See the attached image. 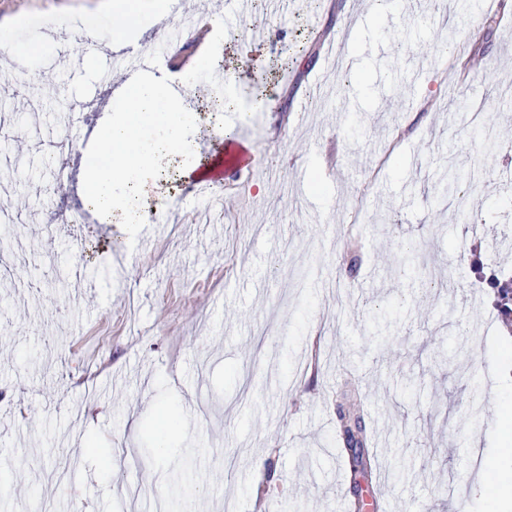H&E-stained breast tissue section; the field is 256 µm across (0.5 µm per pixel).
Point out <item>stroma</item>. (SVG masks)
I'll return each mask as SVG.
<instances>
[{"mask_svg": "<svg viewBox=\"0 0 512 512\" xmlns=\"http://www.w3.org/2000/svg\"><path fill=\"white\" fill-rule=\"evenodd\" d=\"M128 0H0L23 77L0 114L24 124L10 155L14 216L0 242V471L20 484L0 512H171L169 477L193 476L183 512H494L502 482L478 477L470 449L512 448V326L469 256L512 272V11L501 0H404L382 16L365 0H299L270 14L208 0L224 16V64L249 99L264 82L266 112L195 113L188 157L218 148L220 130L250 143L252 167L225 174L196 223L198 203L173 188L151 252L145 225L68 218L75 187L51 192L58 116L88 103L99 120L107 52L83 63L78 31L96 20L116 41L110 4ZM193 0L129 41L165 47ZM483 43L477 73L459 81L460 48ZM478 179L477 203L441 195L449 170ZM416 271L396 268L406 243ZM467 260H460L459 251ZM127 275L117 279L114 254ZM363 398L370 434L387 450L352 477L336 411L343 386ZM181 427L156 445L160 410Z\"/></svg>", "mask_w": 512, "mask_h": 512, "instance_id": "stroma-1", "label": "stroma"}]
</instances>
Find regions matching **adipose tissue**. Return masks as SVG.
I'll return each instance as SVG.
<instances>
[{"mask_svg": "<svg viewBox=\"0 0 512 512\" xmlns=\"http://www.w3.org/2000/svg\"><path fill=\"white\" fill-rule=\"evenodd\" d=\"M170 88L163 77L146 81L132 77L115 91L113 119L96 127L107 163L85 165L84 204L99 222L141 223L160 177L157 160L171 159L172 177L182 180L214 173L223 161L220 151L196 162L182 159L191 108L186 102H174Z\"/></svg>", "mask_w": 512, "mask_h": 512, "instance_id": "ef3b65f1", "label": "adipose tissue"}]
</instances>
